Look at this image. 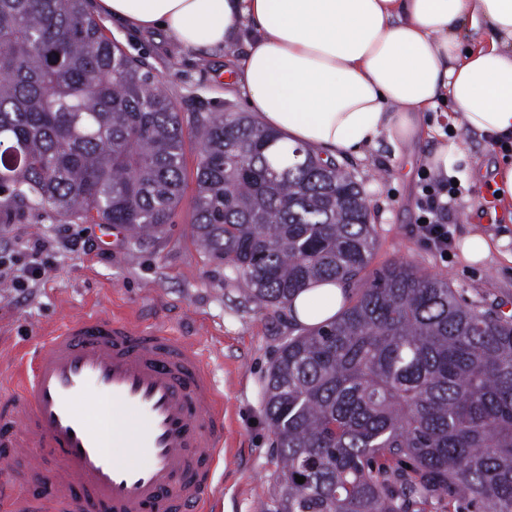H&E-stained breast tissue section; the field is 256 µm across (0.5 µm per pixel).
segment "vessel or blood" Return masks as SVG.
Wrapping results in <instances>:
<instances>
[{"instance_id": "1", "label": "vessel or blood", "mask_w": 512, "mask_h": 512, "mask_svg": "<svg viewBox=\"0 0 512 512\" xmlns=\"http://www.w3.org/2000/svg\"><path fill=\"white\" fill-rule=\"evenodd\" d=\"M0 397V447L47 471L50 499L0 486L8 512H207L224 412L195 345L102 312L46 334ZM105 400L110 432L82 407Z\"/></svg>"}]
</instances>
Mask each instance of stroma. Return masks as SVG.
Segmentation results:
<instances>
[{"instance_id":"obj_1","label":"stroma","mask_w":512,"mask_h":512,"mask_svg":"<svg viewBox=\"0 0 512 512\" xmlns=\"http://www.w3.org/2000/svg\"><path fill=\"white\" fill-rule=\"evenodd\" d=\"M106 34L143 60L177 104L184 136L185 190L172 221L157 239L133 243L122 226L69 224L26 212L0 224V258L20 272L42 266L38 279L16 288L0 281V390L16 392L15 365L34 352L44 333L70 317L102 311L142 328L163 327L193 342L206 360L224 409V461L211 499L213 512H254L272 503L276 469L274 436L264 402L265 376L280 345L297 332L284 307H267L241 296L231 272L202 253L191 234L198 146L191 134L200 112H242L240 91L222 76L229 52L179 53L158 32H134L100 17ZM456 106L441 102L429 113L440 134L422 137L413 150L386 140L341 157L364 192L378 235L372 268L400 260L447 278L468 302L501 305L512 315V222L489 219L484 199L492 166L512 150L488 144L454 122ZM447 148L448 176L459 193L448 208L453 242L440 256L418 231L420 175L430 156ZM482 229L494 249L481 262L461 255L465 237ZM47 249L32 256L35 242Z\"/></svg>"}]
</instances>
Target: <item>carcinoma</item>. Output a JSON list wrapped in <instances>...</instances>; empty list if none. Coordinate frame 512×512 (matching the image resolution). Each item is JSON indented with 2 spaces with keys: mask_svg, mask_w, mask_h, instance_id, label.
<instances>
[{
  "mask_svg": "<svg viewBox=\"0 0 512 512\" xmlns=\"http://www.w3.org/2000/svg\"><path fill=\"white\" fill-rule=\"evenodd\" d=\"M193 236L241 294L279 307L333 280L336 320L281 345L265 384L277 512H512V317L392 262L353 175L246 112H199ZM183 126L88 0H0V222L163 233ZM305 478L297 483L296 476Z\"/></svg>",
  "mask_w": 512,
  "mask_h": 512,
  "instance_id": "obj_1",
  "label": "carcinoma"
}]
</instances>
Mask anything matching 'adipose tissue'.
<instances>
[{
    "instance_id": "1",
    "label": "adipose tissue",
    "mask_w": 512,
    "mask_h": 512,
    "mask_svg": "<svg viewBox=\"0 0 512 512\" xmlns=\"http://www.w3.org/2000/svg\"><path fill=\"white\" fill-rule=\"evenodd\" d=\"M183 52L232 51V83L262 127L326 156L421 135L452 99L467 130L512 142V0H96ZM341 286L299 292L289 314L334 320Z\"/></svg>"
}]
</instances>
